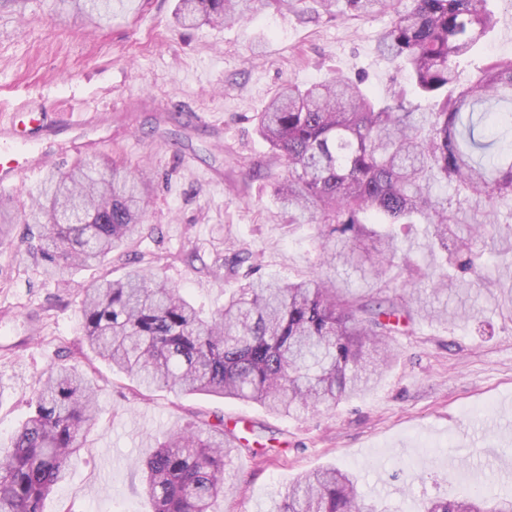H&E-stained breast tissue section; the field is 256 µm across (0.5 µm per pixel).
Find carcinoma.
<instances>
[{
    "instance_id": "cac0c4a2",
    "label": "carcinoma",
    "mask_w": 512,
    "mask_h": 512,
    "mask_svg": "<svg viewBox=\"0 0 512 512\" xmlns=\"http://www.w3.org/2000/svg\"><path fill=\"white\" fill-rule=\"evenodd\" d=\"M259 2L278 11L304 3L340 21L385 13L390 22L378 53L410 77L387 99L339 75L279 88L257 124L283 159L272 182L276 201L297 223L317 224L321 253L333 262L363 258L377 279L406 263L398 233L375 230L371 214L390 227L428 225L446 263L483 284L472 251L481 226L457 236L460 208L448 203V187L490 205L492 215L512 204V113L478 111L512 107V57L491 58L470 85L457 83V63L497 23L489 0H179L176 20L245 21ZM72 3L88 15L112 11V0ZM422 100L429 110H421ZM150 183L115 162L82 160L67 173L48 172L22 213L25 254L64 283L81 267L103 264L145 232ZM80 313L90 349L140 388L234 398L283 416L333 408L371 390L392 361L386 336L401 316L386 300L357 303L336 277L315 271L298 282L242 283L224 308L204 317L183 289L145 269L91 284ZM31 407L12 446L0 448V512H43L101 413L93 380L67 365L51 368ZM242 447L222 417L166 434L137 462L142 493L154 512H214L227 462ZM280 497L278 512H385L337 467L300 478ZM511 509V496H478L433 499L424 512Z\"/></svg>"
}]
</instances>
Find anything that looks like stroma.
<instances>
[{
  "instance_id": "35a3bbf8",
  "label": "stroma",
  "mask_w": 512,
  "mask_h": 512,
  "mask_svg": "<svg viewBox=\"0 0 512 512\" xmlns=\"http://www.w3.org/2000/svg\"><path fill=\"white\" fill-rule=\"evenodd\" d=\"M176 5L112 0L111 14L91 17L69 0H0V122L24 104L45 107L60 125L41 145L45 166L66 172L77 162L68 123L99 113L109 128L87 158L118 160L153 182L152 235L70 284L21 259L18 241L0 243V447L30 416L47 370L67 363L97 381L102 414L45 512H150L135 460L206 415L261 444L232 457L219 512H277L280 490L327 465L351 472L358 492L391 512H422L436 496L512 494V259L490 237L474 245L498 282L490 290L433 294L415 274L434 264L420 226L401 238L413 268L379 281L368 267H341L348 296L402 298L412 317L389 338L395 360L380 383L330 410L286 417L231 398L140 391L89 349L87 286L133 264L156 269L207 313L246 277L310 276L317 227L290 223L272 196L267 175L282 166L256 131L258 115L291 81L361 77L386 97L408 83L377 51L388 15L336 22L261 7L237 24L184 27ZM492 8L497 26L458 66L461 85L489 58L512 57V0ZM238 250L250 257L237 275L213 270Z\"/></svg>"
}]
</instances>
